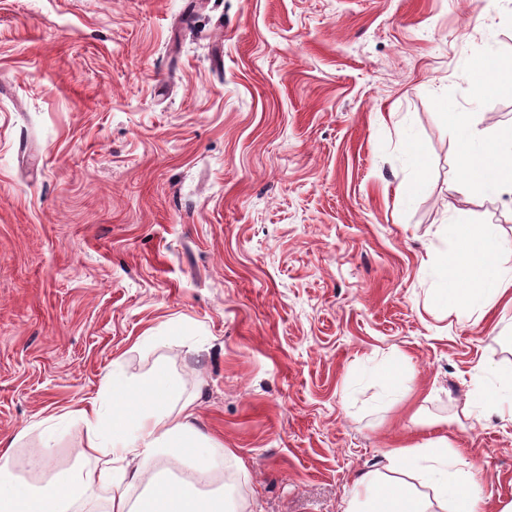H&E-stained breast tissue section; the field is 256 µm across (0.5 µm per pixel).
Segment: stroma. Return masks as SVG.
Returning <instances> with one entry per match:
<instances>
[{
    "mask_svg": "<svg viewBox=\"0 0 512 512\" xmlns=\"http://www.w3.org/2000/svg\"><path fill=\"white\" fill-rule=\"evenodd\" d=\"M510 63L512 0H0L18 475L81 462L61 415L161 366L248 512H342L388 451L442 435L488 512L512 502V423L464 413L512 365V306L436 302L448 223L512 248V193L450 191L448 123L512 125V97L472 78Z\"/></svg>",
    "mask_w": 512,
    "mask_h": 512,
    "instance_id": "1",
    "label": "stroma"
}]
</instances>
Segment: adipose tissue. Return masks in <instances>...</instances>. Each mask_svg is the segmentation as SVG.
Listing matches in <instances>:
<instances>
[{
	"instance_id": "adipose-tissue-1",
	"label": "adipose tissue",
	"mask_w": 512,
	"mask_h": 512,
	"mask_svg": "<svg viewBox=\"0 0 512 512\" xmlns=\"http://www.w3.org/2000/svg\"><path fill=\"white\" fill-rule=\"evenodd\" d=\"M449 123L457 140L462 178L456 190L498 193L512 190V126L495 131L478 128L464 112H452ZM450 250L439 265L447 284L448 307L485 316L512 295V266L500 255L503 245L486 225L446 229ZM497 384L467 401L470 415L491 411L512 422L502 390H512V370L496 374ZM180 380L159 369L138 382L115 372L106 377L103 398L76 409L90 467L63 469L46 483L20 479L13 458L0 455V512H77L93 488L103 496L98 512H240L234 493L212 488L222 447L197 425L192 401L183 400ZM385 471H370L355 480L363 497H351L344 512H424L413 478L435 490V512H485L476 471L459 466L460 454L440 436L421 446L395 448L386 455ZM188 464V478L170 477L169 462ZM141 486L137 500L129 490Z\"/></svg>"
}]
</instances>
